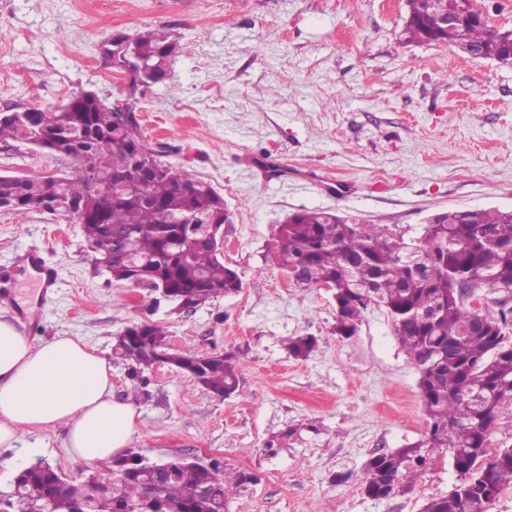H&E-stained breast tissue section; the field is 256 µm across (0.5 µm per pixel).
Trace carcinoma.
Instances as JSON below:
<instances>
[{
    "label": "carcinoma",
    "instance_id": "1",
    "mask_svg": "<svg viewBox=\"0 0 512 512\" xmlns=\"http://www.w3.org/2000/svg\"><path fill=\"white\" fill-rule=\"evenodd\" d=\"M409 42L440 37L458 49H478L487 57L508 52L495 30L480 20H464L444 29L448 0H407ZM136 56L151 67L147 81L132 80L131 94L169 79L170 58L179 50L167 30H147L134 37ZM15 112L0 120V139H20L70 158L69 176L20 178L0 175V200L11 212L45 208L55 213L75 205L82 211L85 241L112 234L115 281L137 276L147 288L162 286L165 297L184 309L242 289L238 272L218 257L205 233L187 224L223 225L229 216L211 185L171 167L159 176L155 161L162 152L96 94L77 91L51 109ZM90 162L112 180V194L92 192L80 165ZM328 210L293 213L276 230L268 250L270 264L303 288L328 289L335 304L334 332L350 338L372 305L385 311L394 335L419 373L421 399L428 416L425 439L371 457L363 491L374 500L389 499L410 485L403 478L426 471L434 456L448 451L458 482L447 494L429 499L421 512H489L501 490L512 484V447L494 446L489 437L505 400L512 401V346L504 342L512 328V217L500 209L454 210L440 224H427L420 236L405 241L385 224H339ZM480 290L492 295L496 310L468 307ZM130 342L119 358L130 366L136 392L149 394L145 371L166 352L167 332L150 322L127 327ZM312 336L291 337L288 353L306 359L316 348ZM168 364L190 374L213 394L226 397L238 389L230 355L172 353ZM20 489H39L50 497L51 512H121L128 505L147 512H226L230 495L257 477L236 471L224 476L218 460L205 467L180 465L164 474L128 462L110 489L75 484L54 468L33 464L16 475Z\"/></svg>",
    "mask_w": 512,
    "mask_h": 512
}]
</instances>
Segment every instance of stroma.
<instances>
[{"mask_svg": "<svg viewBox=\"0 0 512 512\" xmlns=\"http://www.w3.org/2000/svg\"><path fill=\"white\" fill-rule=\"evenodd\" d=\"M405 0H0V113L65 104L61 88L136 106L143 137L165 162L223 196L221 256L239 293L173 311L156 293L113 281L86 255L80 224L47 212H0V314L28 317L31 337L77 336L112 365V394L134 399L131 449L151 459L210 456L225 472L257 474L228 512H421L458 479L437 455L411 490L376 501L365 464L424 439L419 375L383 310L335 335L325 288L298 287L264 255L279 224L331 209L386 224L405 239L453 209H512V67L434 43H406ZM166 29L182 48L170 82L130 96L113 82V38ZM69 158L0 139V174H72ZM37 249L41 266L22 260ZM55 268L42 288V266ZM166 327L174 350L230 354L239 389L222 398L167 364L131 392L114 359L129 325ZM293 336H313L307 359ZM299 437L271 450L288 428ZM63 433H21L0 448V497L44 461L73 482L92 466L69 458ZM348 481H341V474Z\"/></svg>", "mask_w": 512, "mask_h": 512, "instance_id": "obj_1", "label": "stroma"}]
</instances>
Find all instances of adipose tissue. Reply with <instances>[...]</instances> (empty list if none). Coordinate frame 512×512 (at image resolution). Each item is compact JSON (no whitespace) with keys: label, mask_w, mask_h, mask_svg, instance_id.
Masks as SVG:
<instances>
[{"label":"adipose tissue","mask_w":512,"mask_h":512,"mask_svg":"<svg viewBox=\"0 0 512 512\" xmlns=\"http://www.w3.org/2000/svg\"><path fill=\"white\" fill-rule=\"evenodd\" d=\"M133 402L112 396V367L82 338H33L0 316V447L21 431L63 430L67 453L91 465L127 453Z\"/></svg>","instance_id":"1"}]
</instances>
